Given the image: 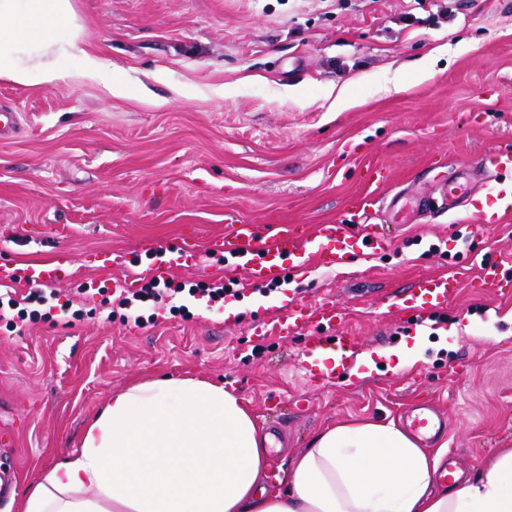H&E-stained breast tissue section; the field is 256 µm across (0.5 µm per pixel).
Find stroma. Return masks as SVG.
I'll return each mask as SVG.
<instances>
[{
    "label": "stroma",
    "instance_id": "stroma-1",
    "mask_svg": "<svg viewBox=\"0 0 512 512\" xmlns=\"http://www.w3.org/2000/svg\"><path fill=\"white\" fill-rule=\"evenodd\" d=\"M72 5L79 40L106 63L102 78L0 80V101L22 114L21 132L0 139V267L22 294L29 270L68 251L78 271L55 286V302L83 311L0 320V463L17 461L14 490L79 451L112 391L157 377L224 383L260 425L276 401L304 400L272 432L280 476L326 428L361 417L403 426L426 396L441 427L420 445H447L466 476L512 448V296L475 286L512 250V221L478 228L453 211L415 210L426 179L512 144V0ZM341 88L351 104L331 111L328 93ZM369 166L405 191L394 213L375 217L394 221L392 247L355 259L350 276L311 263L266 294L238 276L234 316L192 299L190 319L146 307L137 325L105 305L125 269L145 270L153 246L176 250L191 231L206 238L245 220L270 235L340 220ZM115 250L126 268L85 263ZM446 269L460 287L433 327L388 313L392 296ZM90 278L102 295L89 300ZM286 295L341 307L366 360L309 383L299 362L309 329L254 333ZM406 345L416 355L401 367Z\"/></svg>",
    "mask_w": 512,
    "mask_h": 512
}]
</instances>
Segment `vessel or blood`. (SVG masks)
Listing matches in <instances>:
<instances>
[{"instance_id":"vessel-or-blood-1","label":"vessel or blood","mask_w":512,"mask_h":512,"mask_svg":"<svg viewBox=\"0 0 512 512\" xmlns=\"http://www.w3.org/2000/svg\"><path fill=\"white\" fill-rule=\"evenodd\" d=\"M485 180V199H477L472 179L459 176H435L428 192L418 198V208L426 214L439 212L445 207L474 209L479 223L499 222L512 217V146L500 147L486 153L482 165ZM365 194L351 200L345 208V216L333 224H284L272 235H261L257 225L244 221L229 224L223 234L200 241L194 234L186 235L176 254L159 251L147 273L127 272L118 280V287L131 290L137 287L143 275L162 278L173 267L202 265L205 256L212 253L242 259L241 269L246 279L255 286L279 283L284 266H302L307 260H316L326 268L344 269L360 255L382 252L392 240L382 228L370 226L364 232H353L354 224L372 215L379 201L378 191L389 184L388 176L375 171L367 174ZM495 206L493 213H485L482 201ZM72 260L68 253L61 252L51 263L32 269L29 282L35 286L50 287L70 276ZM459 285V273L448 270L431 278L412 283L404 295L394 297L393 308L411 314L416 325L433 323L436 316L445 310ZM342 312L333 304H322L312 308L289 301L279 309L274 328L279 335L290 334L298 327L335 328L340 323ZM364 345L357 336L337 332L336 336L312 337L303 356V368L310 378L330 382L345 368L352 366L362 355Z\"/></svg>"}]
</instances>
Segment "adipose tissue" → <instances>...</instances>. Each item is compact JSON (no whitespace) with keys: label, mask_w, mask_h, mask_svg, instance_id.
<instances>
[{"label":"adipose tissue","mask_w":512,"mask_h":512,"mask_svg":"<svg viewBox=\"0 0 512 512\" xmlns=\"http://www.w3.org/2000/svg\"><path fill=\"white\" fill-rule=\"evenodd\" d=\"M71 0H0V79L22 86L69 77L49 54L103 61L69 32ZM242 399L224 384L160 377L110 395L82 449L19 494L21 512H512V448L480 475L441 485V457L395 423L367 419L320 432L270 484L268 450Z\"/></svg>","instance_id":"ef3b65f1"}]
</instances>
